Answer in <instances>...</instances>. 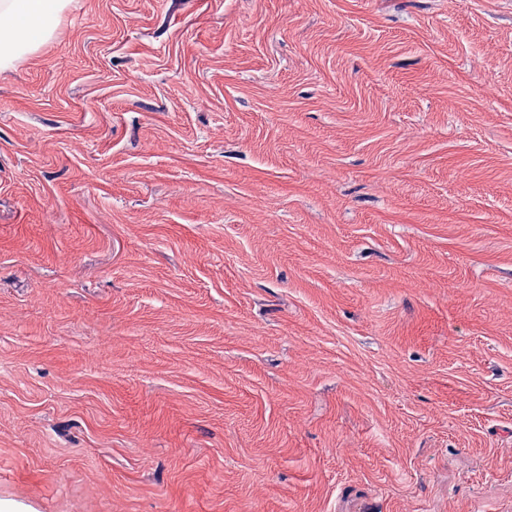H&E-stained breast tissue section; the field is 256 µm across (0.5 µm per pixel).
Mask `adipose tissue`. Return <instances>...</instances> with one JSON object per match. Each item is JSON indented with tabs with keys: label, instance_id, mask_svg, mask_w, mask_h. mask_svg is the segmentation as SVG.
<instances>
[{
	"label": "adipose tissue",
	"instance_id": "obj_1",
	"mask_svg": "<svg viewBox=\"0 0 512 512\" xmlns=\"http://www.w3.org/2000/svg\"><path fill=\"white\" fill-rule=\"evenodd\" d=\"M74 0H0V71L15 67L54 37Z\"/></svg>",
	"mask_w": 512,
	"mask_h": 512
}]
</instances>
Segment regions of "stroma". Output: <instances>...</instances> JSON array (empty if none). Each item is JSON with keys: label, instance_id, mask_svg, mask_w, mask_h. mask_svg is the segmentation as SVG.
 I'll list each match as a JSON object with an SVG mask.
<instances>
[{"label": "stroma", "instance_id": "35a3bbf8", "mask_svg": "<svg viewBox=\"0 0 512 512\" xmlns=\"http://www.w3.org/2000/svg\"><path fill=\"white\" fill-rule=\"evenodd\" d=\"M0 512H512V0H79L0 72Z\"/></svg>", "mask_w": 512, "mask_h": 512}]
</instances>
